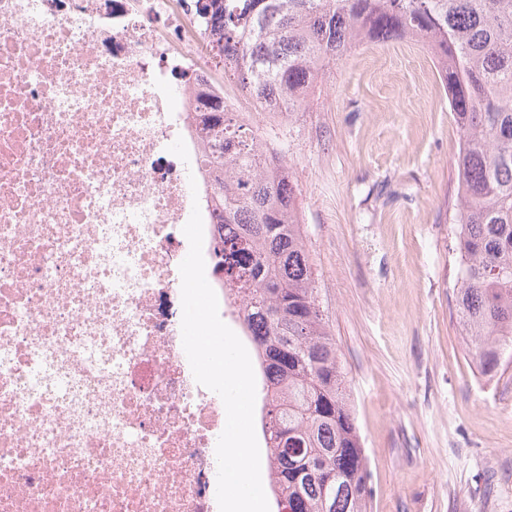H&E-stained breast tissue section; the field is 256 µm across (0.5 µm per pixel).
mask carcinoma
<instances>
[{
	"instance_id": "obj_1",
	"label": "carcinoma",
	"mask_w": 512,
	"mask_h": 512,
	"mask_svg": "<svg viewBox=\"0 0 512 512\" xmlns=\"http://www.w3.org/2000/svg\"><path fill=\"white\" fill-rule=\"evenodd\" d=\"M207 47L261 112H295L326 63L370 41L424 43L460 137L453 233L456 308L488 379L512 362V0H209ZM221 172L212 277L261 374V423L277 512H369L372 498L344 366L317 301L296 187L236 112H202Z\"/></svg>"
}]
</instances>
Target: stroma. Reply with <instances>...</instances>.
Masks as SVG:
<instances>
[{"label":"stroma","instance_id":"1","mask_svg":"<svg viewBox=\"0 0 512 512\" xmlns=\"http://www.w3.org/2000/svg\"><path fill=\"white\" fill-rule=\"evenodd\" d=\"M255 127L293 175L372 512H512V364L482 377L461 336L459 133L427 47L362 44Z\"/></svg>","mask_w":512,"mask_h":512}]
</instances>
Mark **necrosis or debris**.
<instances>
[{
	"label": "necrosis or debris",
	"instance_id": "obj_1",
	"mask_svg": "<svg viewBox=\"0 0 512 512\" xmlns=\"http://www.w3.org/2000/svg\"><path fill=\"white\" fill-rule=\"evenodd\" d=\"M205 40L192 0H0V512H219L179 266L196 120L240 105Z\"/></svg>",
	"mask_w": 512,
	"mask_h": 512
}]
</instances>
